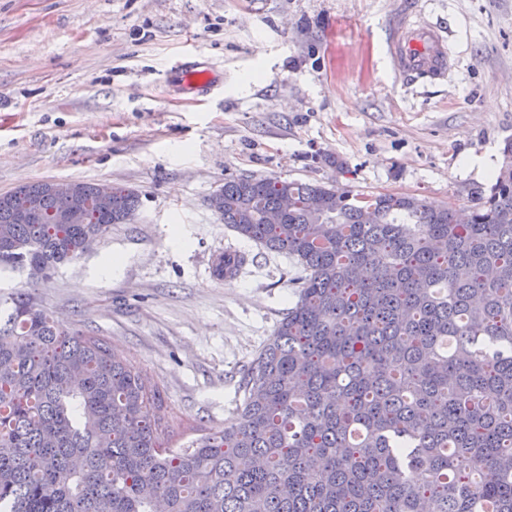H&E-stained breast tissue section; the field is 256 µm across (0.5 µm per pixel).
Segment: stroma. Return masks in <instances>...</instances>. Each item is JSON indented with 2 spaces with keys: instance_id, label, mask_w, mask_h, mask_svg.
I'll return each instance as SVG.
<instances>
[{
  "instance_id": "obj_1",
  "label": "stroma",
  "mask_w": 512,
  "mask_h": 512,
  "mask_svg": "<svg viewBox=\"0 0 512 512\" xmlns=\"http://www.w3.org/2000/svg\"><path fill=\"white\" fill-rule=\"evenodd\" d=\"M407 19L446 29L445 78L394 74L388 41ZM184 63L212 68L216 88L184 100ZM509 139L512 0H0V194L84 181L140 195L131 221L31 297L139 368L177 446L232 418L240 373L302 274L218 219L207 199L225 180L466 213ZM227 249L245 261L220 281L212 264Z\"/></svg>"
}]
</instances>
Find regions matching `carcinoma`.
Returning a JSON list of instances; mask_svg holds the SVG:
<instances>
[{"instance_id": "carcinoma-1", "label": "carcinoma", "mask_w": 512, "mask_h": 512, "mask_svg": "<svg viewBox=\"0 0 512 512\" xmlns=\"http://www.w3.org/2000/svg\"><path fill=\"white\" fill-rule=\"evenodd\" d=\"M77 187L0 194V265L50 274L139 207ZM36 198L41 217L18 221ZM76 203L84 223H62ZM208 203L304 272L235 416L160 449L163 404L137 366L20 288L0 313V512H512V140L466 223L277 178L227 180Z\"/></svg>"}]
</instances>
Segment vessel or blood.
Segmentation results:
<instances>
[{
    "mask_svg": "<svg viewBox=\"0 0 512 512\" xmlns=\"http://www.w3.org/2000/svg\"><path fill=\"white\" fill-rule=\"evenodd\" d=\"M389 52L395 70L406 78L434 81L452 65L447 38L433 25L418 27L404 22L394 30Z\"/></svg>",
    "mask_w": 512,
    "mask_h": 512,
    "instance_id": "b4317fda",
    "label": "vessel or blood"
}]
</instances>
